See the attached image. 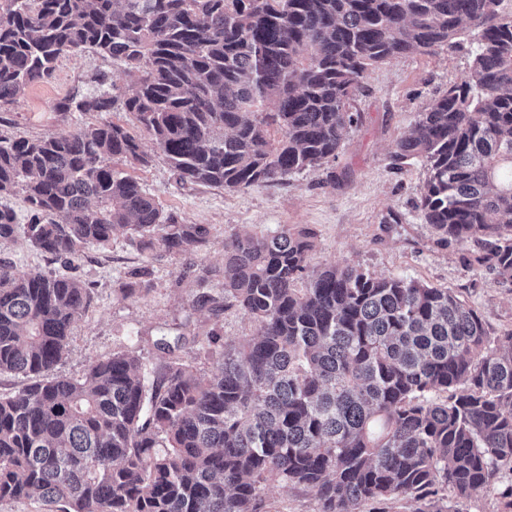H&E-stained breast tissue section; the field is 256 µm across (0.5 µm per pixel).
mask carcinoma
<instances>
[{
	"label": "carcinoma",
	"instance_id": "carcinoma-1",
	"mask_svg": "<svg viewBox=\"0 0 512 512\" xmlns=\"http://www.w3.org/2000/svg\"><path fill=\"white\" fill-rule=\"evenodd\" d=\"M505 0H0V109L90 50L142 76L123 109L178 175L238 191L336 159L350 101L372 66L461 44L465 78L395 143L426 169L419 209L438 241L472 239L475 262L512 283V9ZM73 93L60 112H110ZM140 139L98 121L39 139L0 134V244L23 236L57 260L125 233L141 251L204 244V224L166 216L119 161ZM315 233H235L220 294L255 336L222 346L205 377L161 335L150 365L116 353L84 376L0 396V502L62 512H258L271 481L309 488L318 512H463L512 471V330L491 335L446 288L347 262L309 266ZM304 287H297L298 283ZM91 300L78 279L0 259V373L50 372ZM445 392L444 400L435 395ZM453 499L443 494L446 489ZM0 512H60L54 505H46L37 496L29 499L0 502Z\"/></svg>",
	"mask_w": 512,
	"mask_h": 512
}]
</instances>
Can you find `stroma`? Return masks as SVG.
<instances>
[{
    "label": "stroma",
    "instance_id": "obj_1",
    "mask_svg": "<svg viewBox=\"0 0 512 512\" xmlns=\"http://www.w3.org/2000/svg\"><path fill=\"white\" fill-rule=\"evenodd\" d=\"M470 62L466 46L460 45L431 55L412 52L369 69L351 103L359 114L358 125L334 162L236 192L180 182L150 136L138 132L152 160L147 165L124 162L121 170L143 186L164 214L184 224L209 225L210 238L188 255H173L160 246L148 255L120 235L107 246L83 249L66 265L35 251L21 237L0 245V258L11 261L15 274L40 270L72 275L90 290V304L55 375L82 377L92 364L121 352L164 363L166 354L154 345L163 334L185 335L180 356L199 374H209L213 359L194 343V335L214 328L223 341L231 342L259 330L257 322L237 309L227 310L216 324L191 305L199 287L222 292V278H209L202 285L198 277L203 269L223 266L225 240L245 227L256 232L287 224L310 228L317 242L311 267L349 262L379 275L422 280L474 307L492 334L512 330V285L497 283L493 273L473 265L479 250L474 241L438 243L417 207L425 178L422 164L410 161L396 167L390 158L395 142L414 130L419 112L460 83ZM99 74L106 75L105 84L96 83ZM129 81L123 67L94 52L63 56L52 81L28 86L17 104L0 112V133L41 138L102 119L138 131L133 116L119 107L102 115L55 109L75 92L120 94ZM143 268L148 274L142 291L125 295L122 285ZM317 510L313 492L301 486L274 482L263 493L261 512Z\"/></svg>",
    "mask_w": 512,
    "mask_h": 512
}]
</instances>
